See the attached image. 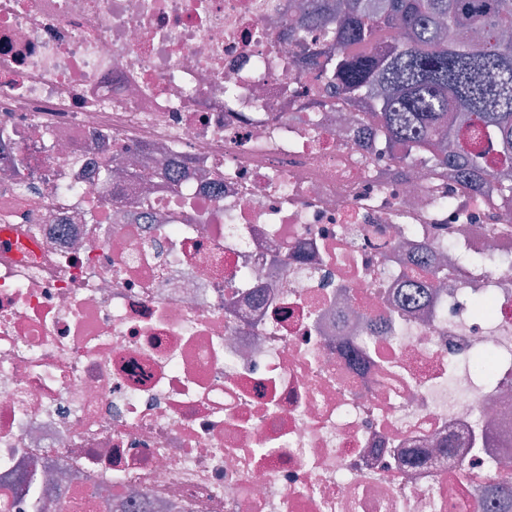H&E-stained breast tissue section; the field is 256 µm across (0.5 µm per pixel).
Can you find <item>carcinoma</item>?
Instances as JSON below:
<instances>
[{
  "label": "carcinoma",
  "instance_id": "1",
  "mask_svg": "<svg viewBox=\"0 0 512 512\" xmlns=\"http://www.w3.org/2000/svg\"><path fill=\"white\" fill-rule=\"evenodd\" d=\"M318 74L388 147L457 168L476 193L512 163V0H296ZM497 141L487 164L484 136Z\"/></svg>",
  "mask_w": 512,
  "mask_h": 512
}]
</instances>
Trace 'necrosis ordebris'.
I'll return each mask as SVG.
<instances>
[{
  "instance_id": "4bbe7bcc",
  "label": "necrosis or debris",
  "mask_w": 512,
  "mask_h": 512,
  "mask_svg": "<svg viewBox=\"0 0 512 512\" xmlns=\"http://www.w3.org/2000/svg\"><path fill=\"white\" fill-rule=\"evenodd\" d=\"M292 3L0 0V512H503L512 220L361 133ZM424 243L473 261L408 312Z\"/></svg>"
}]
</instances>
